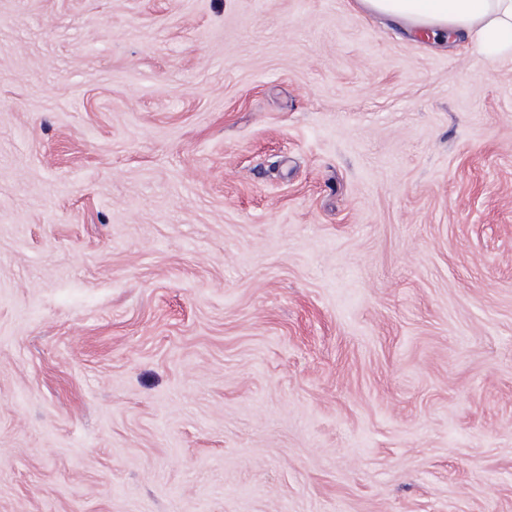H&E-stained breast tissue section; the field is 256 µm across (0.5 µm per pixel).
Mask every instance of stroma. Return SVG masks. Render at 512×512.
<instances>
[{
	"label": "stroma",
	"instance_id": "stroma-1",
	"mask_svg": "<svg viewBox=\"0 0 512 512\" xmlns=\"http://www.w3.org/2000/svg\"><path fill=\"white\" fill-rule=\"evenodd\" d=\"M0 512H512V59L0 0Z\"/></svg>",
	"mask_w": 512,
	"mask_h": 512
}]
</instances>
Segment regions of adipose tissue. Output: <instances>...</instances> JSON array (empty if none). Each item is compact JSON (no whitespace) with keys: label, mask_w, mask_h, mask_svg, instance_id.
I'll list each match as a JSON object with an SVG mask.
<instances>
[{"label":"adipose tissue","mask_w":512,"mask_h":512,"mask_svg":"<svg viewBox=\"0 0 512 512\" xmlns=\"http://www.w3.org/2000/svg\"><path fill=\"white\" fill-rule=\"evenodd\" d=\"M367 15L411 31L471 40L495 59H512V0H357Z\"/></svg>","instance_id":"adipose-tissue-1"}]
</instances>
